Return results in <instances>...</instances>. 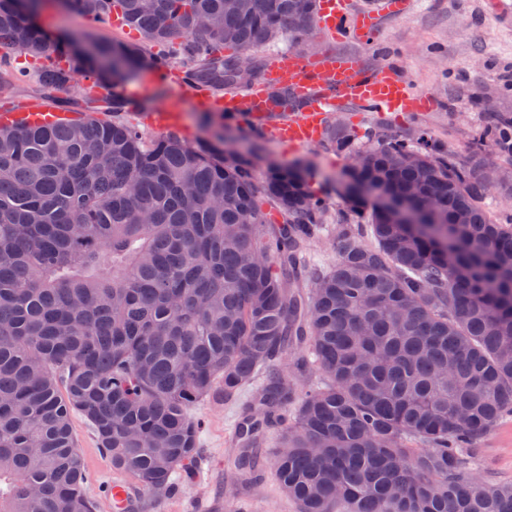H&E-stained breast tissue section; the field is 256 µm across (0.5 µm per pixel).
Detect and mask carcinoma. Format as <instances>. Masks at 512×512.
I'll list each match as a JSON object with an SVG mask.
<instances>
[{
	"label": "carcinoma",
	"mask_w": 512,
	"mask_h": 512,
	"mask_svg": "<svg viewBox=\"0 0 512 512\" xmlns=\"http://www.w3.org/2000/svg\"><path fill=\"white\" fill-rule=\"evenodd\" d=\"M0 0V79L56 96L81 74L112 119L0 127V512H96L71 416L112 469L158 502L197 468L206 399L236 400L235 467L265 428L285 435L273 472L297 512H512V480L479 478L480 442L512 418V214L493 218L485 169L512 156L490 120L469 160L379 135L331 212L302 169L258 174L224 139L149 138L110 77L178 65L213 95L262 80L240 56L313 21L316 0H59L93 28L139 34L87 54ZM431 203L416 232L368 198ZM332 224L334 262L307 247ZM310 282L304 293L301 284ZM294 373L315 366L305 391Z\"/></svg>",
	"instance_id": "obj_1"
}]
</instances>
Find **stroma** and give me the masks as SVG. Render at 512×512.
<instances>
[{
    "label": "stroma",
    "instance_id": "obj_1",
    "mask_svg": "<svg viewBox=\"0 0 512 512\" xmlns=\"http://www.w3.org/2000/svg\"><path fill=\"white\" fill-rule=\"evenodd\" d=\"M40 21L46 29L94 44L128 37L122 30L88 29L85 20L62 10L56 0H45ZM326 48L354 54L372 66L398 62L415 91L435 101L430 111L405 117L390 112H358L351 107L331 112L328 137L333 134L358 146L372 132L407 138L423 130L464 160L490 111L512 113V0H413L405 15L382 16L371 39L329 40L316 31L298 37L293 46L294 52L305 56ZM133 89L140 91L146 105L167 103L180 108V132L188 141L229 135L236 148L253 146L252 162L257 171L272 165L301 167L310 190L324 196L333 209L341 208L339 190L348 159L333 150L328 137L309 146L282 148L269 136L253 138L218 113L198 109L191 91L178 94L173 88L151 83L148 73L115 87L120 94ZM254 392L249 386L238 401L208 399L196 407V415L205 422L196 480L140 512H226L228 506L246 504L255 512H296L273 475L277 430H270L262 446L252 452L259 479L240 482L233 467L237 454L235 422L243 402ZM72 427L87 474L86 490L96 499L97 512H108L105 488L116 476L112 462L80 415H73ZM479 454L487 478L512 479L511 420L482 440Z\"/></svg>",
    "mask_w": 512,
    "mask_h": 512
}]
</instances>
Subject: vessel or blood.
Returning a JSON list of instances; mask_svg holds the SVG:
<instances>
[{"instance_id":"obj_1","label":"vessel or blood","mask_w":512,"mask_h":512,"mask_svg":"<svg viewBox=\"0 0 512 512\" xmlns=\"http://www.w3.org/2000/svg\"><path fill=\"white\" fill-rule=\"evenodd\" d=\"M317 22L329 37L363 36L375 28L377 14L372 10L352 13L349 0H319ZM283 81L288 82L293 96L305 103L302 110L275 127L277 139L286 143L317 142L326 113L344 103L368 112H412L421 103L411 85L393 67H373L354 56L328 51L315 62L293 53L274 58L261 85L225 95L218 101L203 100L202 105L261 121L274 108L268 87ZM75 118V113L58 112L48 103L32 102L21 109L0 112V125L21 122L29 126H60ZM142 496L140 489L112 482L109 508L111 512H135Z\"/></svg>"}]
</instances>
